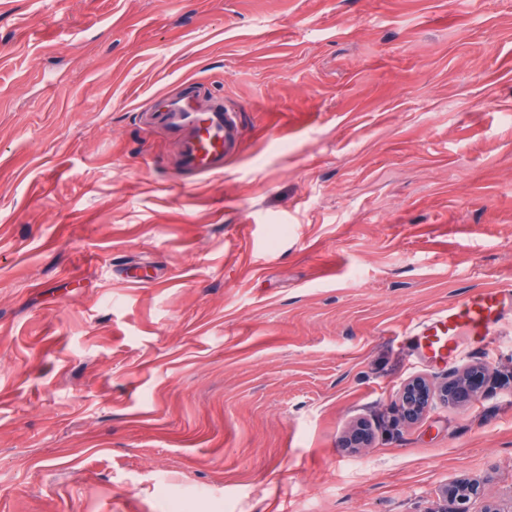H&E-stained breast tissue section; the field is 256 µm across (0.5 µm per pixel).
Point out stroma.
<instances>
[{
  "label": "stroma",
  "mask_w": 512,
  "mask_h": 512,
  "mask_svg": "<svg viewBox=\"0 0 512 512\" xmlns=\"http://www.w3.org/2000/svg\"><path fill=\"white\" fill-rule=\"evenodd\" d=\"M184 80L222 172L141 116ZM508 286L512 0H0V512L507 510L512 327L408 326ZM510 309L511 288H475L416 322L410 331L433 357L448 356L449 361L457 349V336H475L484 345ZM485 369L469 368L461 378H453L445 383L441 392V401L448 408H455L470 401L485 382ZM431 390L422 378H415L405 383L398 391L401 418L404 421H415L431 402ZM481 496L476 483H457L448 486L446 499L448 507L443 512H471L470 504Z\"/></svg>",
  "instance_id": "35a3bbf8"
}]
</instances>
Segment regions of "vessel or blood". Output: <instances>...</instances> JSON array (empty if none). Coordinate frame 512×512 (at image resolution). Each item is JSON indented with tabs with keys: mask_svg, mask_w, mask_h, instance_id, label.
<instances>
[{
	"mask_svg": "<svg viewBox=\"0 0 512 512\" xmlns=\"http://www.w3.org/2000/svg\"><path fill=\"white\" fill-rule=\"evenodd\" d=\"M238 116L237 108L220 97L207 110H199L195 90L187 82L179 93L156 98L149 119L178 137L181 169L202 177L223 170L225 158L236 152ZM511 311V288H475L413 324L411 331L432 356L451 357L457 336L486 343Z\"/></svg>",
	"mask_w": 512,
	"mask_h": 512,
	"instance_id": "obj_1",
	"label": "vessel or blood"
}]
</instances>
